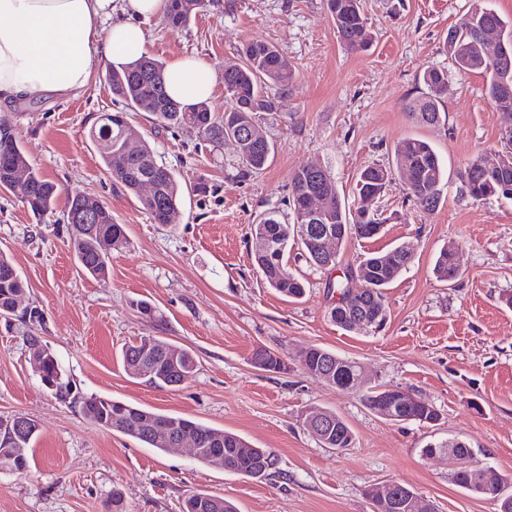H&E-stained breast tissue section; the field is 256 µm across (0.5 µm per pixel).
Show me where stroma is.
<instances>
[{
  "mask_svg": "<svg viewBox=\"0 0 512 512\" xmlns=\"http://www.w3.org/2000/svg\"><path fill=\"white\" fill-rule=\"evenodd\" d=\"M472 3L365 0L371 40L361 51L340 41L327 0H209L177 33L161 20L146 22L147 53L162 62L198 56L220 72L238 63L243 44L262 41L296 72L278 111L263 115L273 152L251 177H239L233 143L212 155L197 149L194 133L158 129L149 113L131 114L132 133L185 189L170 224L154 223L136 196L113 186L89 137L96 118L115 109L105 68L79 96L34 94L6 111L32 164L61 197L98 196L130 239L112 255L108 284H99L77 267L62 209L38 220L0 192V251L25 282V305L42 311L43 340L79 394L238 434L274 450L279 464L271 476L251 478L200 463L190 449L160 451L95 424L42 385L21 325L0 322V416L21 414L39 426L26 475L0 473V512H112L116 491L124 512H181L196 492L223 497L239 512H371L365 489L392 482L436 512H496L493 498L452 482V458L422 453L427 444L459 439L475 462L512 477V199L474 200L460 178L466 162L500 151L508 119L489 103L484 75L458 73L445 50L449 29ZM429 66L448 71L436 126L418 124L404 109ZM409 137L428 141L448 171L435 210L408 198L407 176L395 167L394 146ZM301 164L328 168L350 206L362 169L392 171L380 200L381 233L348 238L336 265L342 272L361 254L413 245L411 264L386 290L382 327H337L328 315L329 272L298 251L288 255L307 286L297 301L269 288L253 264L251 226L287 198ZM200 181L207 193L190 192ZM450 244L461 276L445 283L433 267ZM142 301L155 316L141 313ZM146 334L191 351V379L159 390L124 367L123 346ZM313 345L363 365L368 384L422 397L439 422L388 421L305 373L297 355ZM260 347L280 353L289 371L255 368ZM311 407L343 417L353 447H321L299 420Z\"/></svg>",
  "mask_w": 512,
  "mask_h": 512,
  "instance_id": "35a3bbf8",
  "label": "stroma"
}]
</instances>
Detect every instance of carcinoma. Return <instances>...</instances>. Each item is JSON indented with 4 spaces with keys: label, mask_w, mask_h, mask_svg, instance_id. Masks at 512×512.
<instances>
[{
    "label": "carcinoma",
    "mask_w": 512,
    "mask_h": 512,
    "mask_svg": "<svg viewBox=\"0 0 512 512\" xmlns=\"http://www.w3.org/2000/svg\"><path fill=\"white\" fill-rule=\"evenodd\" d=\"M206 0H170L163 21L173 32L184 29L201 9ZM327 6L336 26L340 40L352 50L365 47L369 40L367 17L362 0H327ZM469 18L460 21L448 30L446 49L453 66L460 72H480L487 75L486 94L490 104L497 110L512 111V19L506 20L494 9L479 6L467 12ZM496 26L503 33V39L494 45L483 42L479 33L482 29ZM241 62L224 70V92L233 100V107L220 114L210 110L203 101L195 107L185 108L173 101L166 90L164 63L145 56L122 72L107 70V79L112 89V99L121 103L116 112H105L89 131L90 139L96 144L107 173L112 175L113 185L139 193L142 182L152 180L156 194L151 199L139 198L140 204L156 224L167 223V215L178 210L182 189L173 171L158 162L154 148L143 142L140 149L131 151L124 148L128 128L127 111L145 110L153 120L168 129H184L196 133L197 147L211 153L222 148L225 142L234 139L239 158V174L247 177L264 170L271 154V145L251 142L247 130L258 123L261 113L277 109L278 99L288 93L295 78V69L288 59L272 43L249 42L240 51ZM424 89L420 95L405 104L409 114L417 121L435 125L439 123V104L448 92V73L437 67H427L419 76ZM395 161L409 164L415 174V181L406 187L408 195L425 210L432 211L439 206L446 181V171L441 160L425 140L407 138L394 146ZM30 170L27 183V208L40 218L55 209L58 186L33 167L28 154L21 145V138L14 126L5 117H0V189H8L11 175L17 168ZM390 171L379 166L366 167L356 184L358 198L373 194L378 198L389 183ZM468 195L475 200L492 196L512 199L498 185L494 176L478 157L464 167L460 174ZM318 188L332 200V207L326 219L312 224L302 212L309 190ZM284 205L292 215L288 223L284 214L272 208L261 214L252 228V236L267 242V248L254 252V260L268 285L281 295L298 299L305 294L303 281L291 272L284 263L288 245L297 241V247L314 266L331 271L336 259L320 254L315 247L317 235L330 232L334 235H355L370 239L375 233L368 231V225H382L387 222L383 211L371 209L353 210L345 205L339 196L333 176L317 183L308 165L301 164L293 172L291 191ZM94 210L98 214V230L92 234L80 224L71 221V215L78 207ZM70 245L80 268L97 281H107L109 261L112 252L128 244L124 225L112 216V209L95 196L84 195L70 198L63 211ZM413 255L396 246L385 252H373L364 256L356 270L364 273L361 279L360 312L367 316L379 309H386L384 289L387 288L412 262ZM434 272L441 281L458 277L453 256L448 249L440 251ZM25 290L22 277L10 257L0 252V317L6 321L15 320L24 327L27 346L41 342L38 327L43 325L44 316L36 308L14 307V297ZM123 363H146L141 376L160 388L177 387L188 381L195 372L196 362L192 354L177 347L160 336H141L122 350ZM254 366L268 372L288 370L283 358L265 348H258L253 356ZM301 368L311 374H330L325 382L336 389L360 398L364 405L376 414L383 409L382 392L357 381L358 363L336 355L324 348L313 346L298 359ZM41 382L54 384L52 393L61 401L78 402L85 417L98 424L112 420V430L131 436L150 448L161 449L159 439L174 436L188 429L201 439L197 461L211 463V456L217 449L224 454V469L235 474L253 478L268 477L276 472L278 459L268 448H253L239 435L213 428L188 418L162 414L114 399L72 395L73 385L59 368L54 356H49L42 367ZM327 427L318 431L315 439L325 448L352 447L354 433L347 422L335 412L320 410ZM408 421L427 424L438 418L433 405L423 399L404 413ZM37 432L34 421L19 433L4 425L0 420V472L17 473L28 468L29 450ZM452 481L459 487L478 495L487 494V488L495 483H509L512 478L491 468L459 469ZM184 512H236L234 506L219 497L206 493L190 495L184 502Z\"/></svg>",
    "instance_id": "1"
}]
</instances>
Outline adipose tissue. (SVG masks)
<instances>
[{
	"label": "adipose tissue",
	"instance_id": "adipose-tissue-1",
	"mask_svg": "<svg viewBox=\"0 0 512 512\" xmlns=\"http://www.w3.org/2000/svg\"><path fill=\"white\" fill-rule=\"evenodd\" d=\"M168 0H0V108L36 93L78 95L96 67L123 69L146 53L144 21L162 18ZM218 80L203 59L166 68L170 96L191 106Z\"/></svg>",
	"mask_w": 512,
	"mask_h": 512
}]
</instances>
